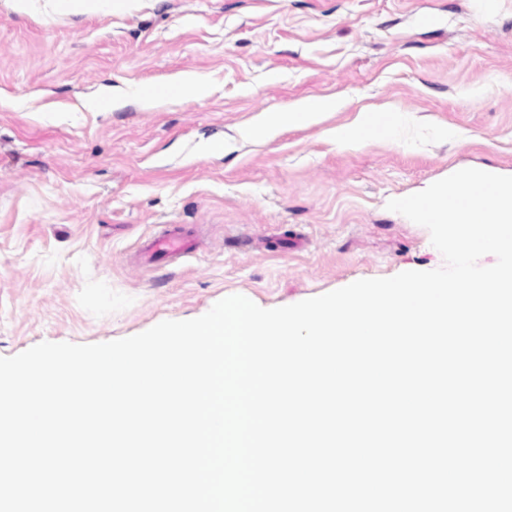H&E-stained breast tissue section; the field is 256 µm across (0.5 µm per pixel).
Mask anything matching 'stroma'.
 <instances>
[{
  "label": "stroma",
  "instance_id": "1",
  "mask_svg": "<svg viewBox=\"0 0 512 512\" xmlns=\"http://www.w3.org/2000/svg\"><path fill=\"white\" fill-rule=\"evenodd\" d=\"M56 2L0 0V356L133 336L232 295L270 309L440 268L429 231L388 200L465 168L512 172V0ZM426 12L439 24L418 25ZM183 72L207 96L84 107L101 86L165 93ZM329 95L344 106L320 123L237 137ZM361 110L468 140L337 148L331 130ZM165 224L192 252L144 264Z\"/></svg>",
  "mask_w": 512,
  "mask_h": 512
}]
</instances>
